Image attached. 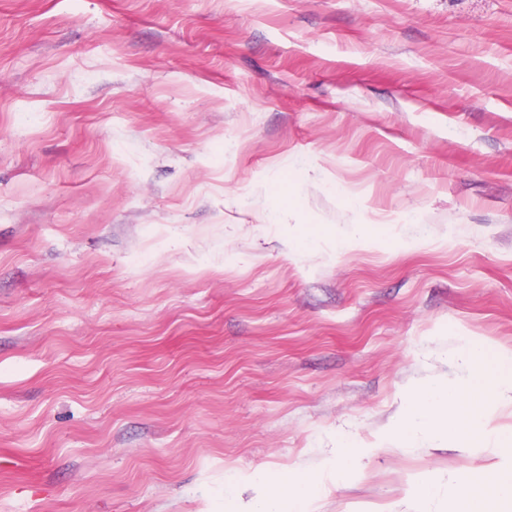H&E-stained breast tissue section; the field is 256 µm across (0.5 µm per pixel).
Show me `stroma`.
<instances>
[{
	"instance_id": "1",
	"label": "stroma",
	"mask_w": 512,
	"mask_h": 512,
	"mask_svg": "<svg viewBox=\"0 0 512 512\" xmlns=\"http://www.w3.org/2000/svg\"><path fill=\"white\" fill-rule=\"evenodd\" d=\"M460 336L512 351V0H0V512L342 446L316 512H394L494 461L388 425ZM448 481H443L439 475H434L428 482H426L420 490L414 495V501L420 507L414 510L415 512L428 511L423 508V505L439 497L443 486H447Z\"/></svg>"
}]
</instances>
